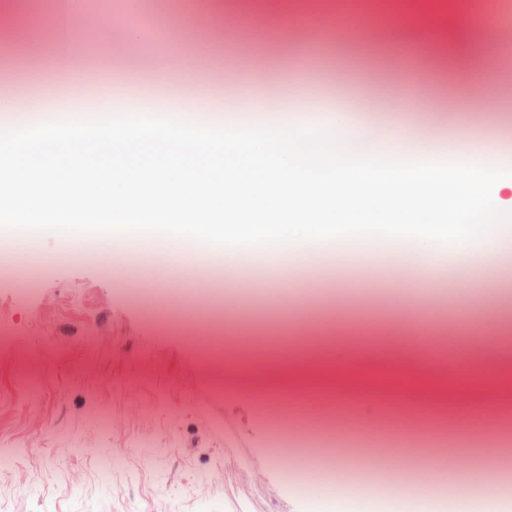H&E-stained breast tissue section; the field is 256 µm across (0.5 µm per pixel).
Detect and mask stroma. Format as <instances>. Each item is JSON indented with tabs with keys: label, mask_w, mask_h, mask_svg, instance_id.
I'll return each instance as SVG.
<instances>
[{
	"label": "stroma",
	"mask_w": 512,
	"mask_h": 512,
	"mask_svg": "<svg viewBox=\"0 0 512 512\" xmlns=\"http://www.w3.org/2000/svg\"><path fill=\"white\" fill-rule=\"evenodd\" d=\"M169 42L123 52L104 33L96 0H78L79 37L68 66L110 86L115 111L138 109L140 88L179 97L184 111L223 100L241 110L258 97L330 105L349 95L372 104L360 126L405 125L430 142H489L512 155V84L473 80L481 50L512 40L482 33L502 0H148ZM56 0H0V98L32 103L59 64ZM335 11L338 28L315 25ZM252 12L269 25L244 20ZM48 50L17 43L30 15ZM218 19L220 37L194 31ZM36 231L25 249L0 233V512H294L288 491L308 488L312 512H336L302 472L310 448H334L373 484L348 512H389L370 449L412 445L436 483L461 493L466 512H512V494L457 479L455 451L499 483L512 434L482 416L512 406V239L485 236L481 261L459 263L454 245L401 261L381 239H354L348 253L289 249L281 267H233L190 251L178 265L149 261L160 235ZM347 345L348 366L329 349ZM461 374L448 373L449 365ZM297 391L347 402L297 407ZM429 410L414 429V411ZM467 415V426L457 425Z\"/></svg>",
	"instance_id": "stroma-1"
}]
</instances>
